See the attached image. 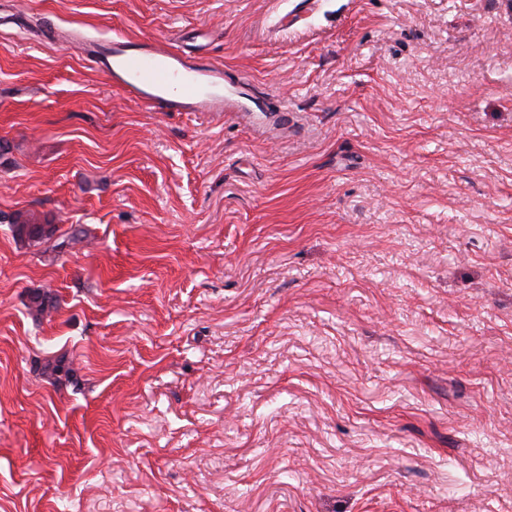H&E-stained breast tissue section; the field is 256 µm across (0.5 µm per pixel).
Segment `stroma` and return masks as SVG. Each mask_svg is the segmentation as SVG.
I'll return each instance as SVG.
<instances>
[{
  "label": "stroma",
  "mask_w": 512,
  "mask_h": 512,
  "mask_svg": "<svg viewBox=\"0 0 512 512\" xmlns=\"http://www.w3.org/2000/svg\"><path fill=\"white\" fill-rule=\"evenodd\" d=\"M0 512H512V0H5ZM102 65L117 90L164 112H266L243 77L224 84L221 66L199 63L178 50L135 43L122 34L98 40ZM8 223L14 238L29 246L38 247L49 244L52 250H62L68 245L66 239L60 240L57 236L56 224H43L28 211L15 212Z\"/></svg>",
  "instance_id": "35a3bbf8"
}]
</instances>
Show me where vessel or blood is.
Returning <instances> with one entry per match:
<instances>
[{
	"label": "vessel or blood",
	"mask_w": 512,
	"mask_h": 512,
	"mask_svg": "<svg viewBox=\"0 0 512 512\" xmlns=\"http://www.w3.org/2000/svg\"><path fill=\"white\" fill-rule=\"evenodd\" d=\"M98 54L117 90L152 110L165 112H259L253 83L225 85L223 67L200 63L178 50L136 43L121 34L99 41Z\"/></svg>",
	"instance_id": "obj_1"
}]
</instances>
